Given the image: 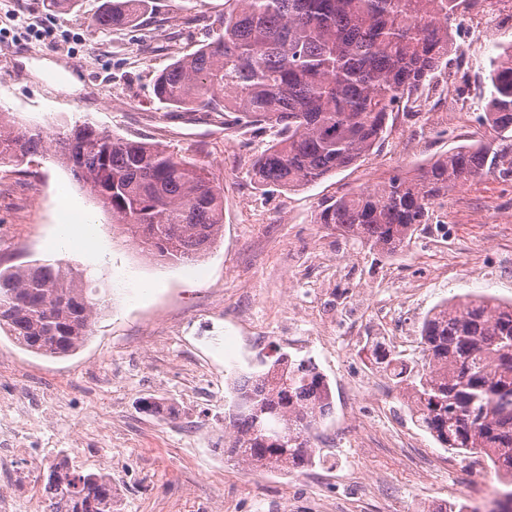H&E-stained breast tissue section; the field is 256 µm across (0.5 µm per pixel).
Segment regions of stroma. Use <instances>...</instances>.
<instances>
[{"label": "stroma", "instance_id": "stroma-1", "mask_svg": "<svg viewBox=\"0 0 512 512\" xmlns=\"http://www.w3.org/2000/svg\"><path fill=\"white\" fill-rule=\"evenodd\" d=\"M101 2L56 10L0 0V113L19 130L86 121L204 167L224 193V232L198 261L172 264L112 232L110 214L51 153L1 167L0 265L68 261L87 270L106 306L85 346L63 358L34 355L0 331V394L44 408L48 449L74 468L111 459L113 512H435L484 501L500 487L492 467L441 448L365 349L405 336L400 352L417 361L422 321L441 301H512L511 268L466 258L471 247L494 255L512 242V183L491 175L450 189L444 205L465 202L470 223L449 241L421 229L392 257L314 221L325 200L477 141L471 123L433 91L418 115L398 116L380 152L291 191L260 189L251 165L271 132L240 128L231 112L169 115L154 93L158 72L210 37L187 17H221L226 0H152L142 26L112 30L92 23ZM511 41L512 25L496 27L473 49L465 76L475 106L490 93L491 57ZM66 202L92 221L104 259L58 243ZM447 247L460 261L436 268ZM278 351L314 360L333 395L319 430L324 465L285 474L224 451L233 378L260 372ZM354 423L363 439L347 438ZM432 458L441 467H426Z\"/></svg>", "mask_w": 512, "mask_h": 512}]
</instances>
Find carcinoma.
Segmentation results:
<instances>
[{
  "mask_svg": "<svg viewBox=\"0 0 512 512\" xmlns=\"http://www.w3.org/2000/svg\"><path fill=\"white\" fill-rule=\"evenodd\" d=\"M465 0H229L212 40L175 59L155 79L174 112H235L273 132L252 180L288 190L346 169L391 133L389 121L417 102L448 65ZM149 0H105L102 29L132 28ZM492 90L478 116L498 141L462 144L414 173L394 170L369 191L319 205L314 223L393 256L433 220L437 201L462 182L512 179V42L500 45ZM54 148L144 251L170 262L206 254L223 232L220 186L203 168L144 141L89 122L16 132L0 124V166ZM91 280L56 260L0 269V329L22 349L62 358L89 338L100 303ZM423 364L380 345L372 358L396 381L415 422L441 447L487 459L512 487V303L488 296L445 300L424 318ZM266 369L233 382L224 417L227 450L258 468L288 472L315 462L317 432L332 413L329 384L310 358L276 353ZM68 512H112L102 473L51 471Z\"/></svg>",
  "mask_w": 512,
  "mask_h": 512,
  "instance_id": "carcinoma-1",
  "label": "carcinoma"
}]
</instances>
